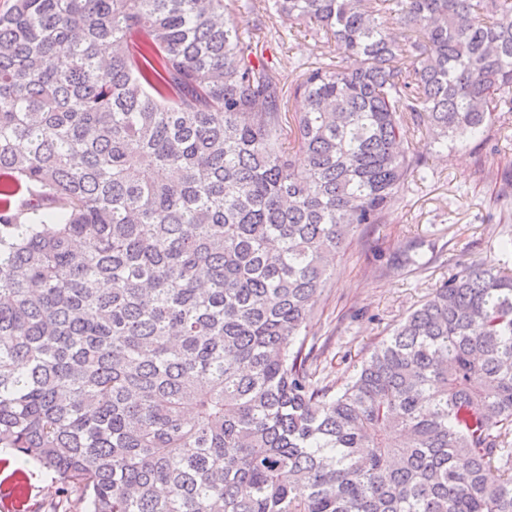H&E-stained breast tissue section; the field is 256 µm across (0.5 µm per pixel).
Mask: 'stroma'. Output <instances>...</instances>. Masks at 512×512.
<instances>
[{"mask_svg": "<svg viewBox=\"0 0 512 512\" xmlns=\"http://www.w3.org/2000/svg\"><path fill=\"white\" fill-rule=\"evenodd\" d=\"M237 19L281 77H294L295 66L322 58L324 49L306 25L279 21L257 28L242 12ZM500 126L491 144L453 151L409 134V147L423 157L429 176L405 184L386 223L361 226L337 255L305 329L320 353L317 379L344 384L396 323L462 267L491 261L512 269V251L499 247L512 235V188L488 175L497 164L512 166V112L502 113ZM9 483L18 486L22 504L0 496V512H50L57 498L45 471L7 453L0 457V485Z\"/></svg>", "mask_w": 512, "mask_h": 512, "instance_id": "35a3bbf8", "label": "stroma"}]
</instances>
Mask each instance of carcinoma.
Here are the masks:
<instances>
[{"instance_id":"carcinoma-1","label":"carcinoma","mask_w":512,"mask_h":512,"mask_svg":"<svg viewBox=\"0 0 512 512\" xmlns=\"http://www.w3.org/2000/svg\"><path fill=\"white\" fill-rule=\"evenodd\" d=\"M259 3L357 64L285 93L226 0L0 13V449L64 512H512V274H453L339 389L303 334L426 178L407 129L500 133L512 0Z\"/></svg>"}]
</instances>
